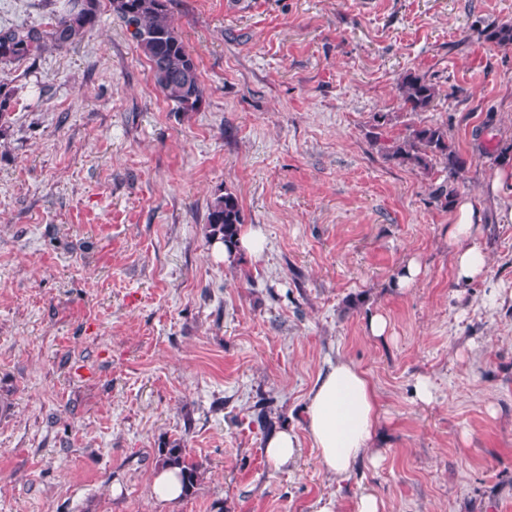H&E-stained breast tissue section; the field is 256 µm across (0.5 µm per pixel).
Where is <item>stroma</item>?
Instances as JSON below:
<instances>
[{
    "label": "stroma",
    "mask_w": 512,
    "mask_h": 512,
    "mask_svg": "<svg viewBox=\"0 0 512 512\" xmlns=\"http://www.w3.org/2000/svg\"><path fill=\"white\" fill-rule=\"evenodd\" d=\"M61 3L0 0V29H48ZM169 18L197 112L158 92L110 0L68 49L0 64V512H356L366 493L383 512H512V224L484 195L512 138V50L479 35L512 0H169ZM410 71L439 90L415 116ZM417 120L451 121L469 161L458 194L481 208L488 270L468 284L434 181L384 155ZM227 190L265 237L229 265L204 230ZM339 357L381 413L341 483L304 436ZM261 400L302 437L288 466L265 454ZM176 440L202 475L162 504Z\"/></svg>",
    "instance_id": "stroma-1"
}]
</instances>
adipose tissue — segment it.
I'll return each mask as SVG.
<instances>
[{"instance_id": "adipose-tissue-1", "label": "adipose tissue", "mask_w": 512, "mask_h": 512, "mask_svg": "<svg viewBox=\"0 0 512 512\" xmlns=\"http://www.w3.org/2000/svg\"><path fill=\"white\" fill-rule=\"evenodd\" d=\"M451 237L458 281L469 283L487 271V255L473 233L480 223L478 208L469 198L456 201ZM307 435L318 452L322 469L345 480L370 448L379 423L376 391L353 362L339 359L320 372L307 396Z\"/></svg>"}]
</instances>
